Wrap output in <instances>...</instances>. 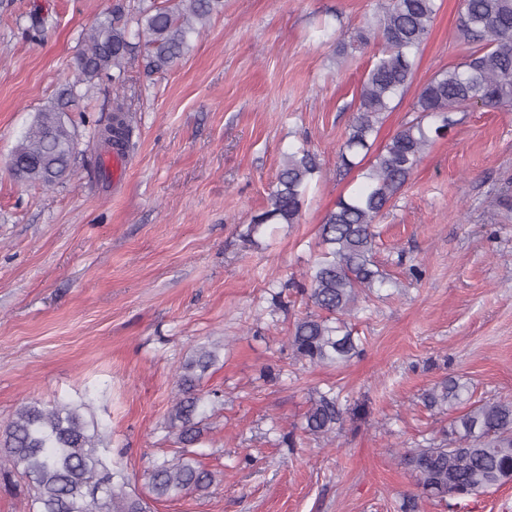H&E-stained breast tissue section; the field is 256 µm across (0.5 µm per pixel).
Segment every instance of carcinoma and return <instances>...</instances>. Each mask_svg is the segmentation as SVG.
I'll list each match as a JSON object with an SVG mask.
<instances>
[{
	"mask_svg": "<svg viewBox=\"0 0 512 512\" xmlns=\"http://www.w3.org/2000/svg\"><path fill=\"white\" fill-rule=\"evenodd\" d=\"M224 0H170L128 14L122 5L96 22L75 57L78 80L66 82L16 146L9 169L20 182L51 187L67 177L75 154L76 129L67 112L82 98L79 86L112 81V114L95 129L97 140L110 129L129 141L132 113L120 90L126 80L131 39L143 36L149 46L144 70L159 72L191 49V36L222 12ZM440 9L438 0H384L367 20L382 49L372 56L359 104L340 146V167L351 170L371 152L385 114L412 85L417 55L430 35ZM463 41L471 46L461 62L435 73L419 88L413 104L417 116L380 147L348 196L340 197L318 230L320 254L306 273L308 284L290 286L308 296L315 311L295 320L288 344L296 359L311 364H347L362 351L347 319L386 284L374 260L379 232L376 218L394 200L422 162L427 150L455 125L452 114L472 105L488 110L512 106V0H465L459 21ZM321 175L317 154L299 147L287 154L267 198L245 232L255 243L263 226L297 224L308 194ZM220 345L198 346L183 363L179 393L166 428L190 446L201 437L197 420L200 383L219 361ZM427 405L459 411L431 442L404 453L415 486L443 500H461L512 482V401L474 400L466 382L450 376L427 395ZM86 404H22L0 432V471L19 473L29 496L24 512H148L147 502L126 491L121 470L104 456L107 449L98 424L83 414ZM343 421L339 394L318 390L309 399L300 429L315 438L336 433ZM214 475L184 455L157 461L149 472L156 498L205 493Z\"/></svg>",
	"mask_w": 512,
	"mask_h": 512,
	"instance_id": "1",
	"label": "carcinoma"
}]
</instances>
